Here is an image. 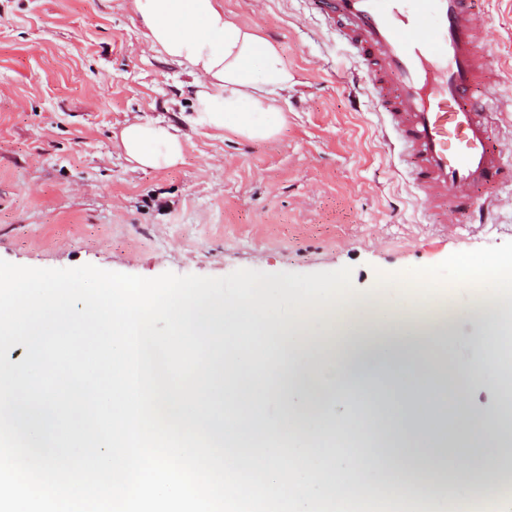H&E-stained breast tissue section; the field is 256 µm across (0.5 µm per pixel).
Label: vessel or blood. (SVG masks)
<instances>
[{"mask_svg":"<svg viewBox=\"0 0 512 512\" xmlns=\"http://www.w3.org/2000/svg\"><path fill=\"white\" fill-rule=\"evenodd\" d=\"M363 59L386 140L429 210L488 224L512 202V157L489 111L493 60L475 0H305Z\"/></svg>","mask_w":512,"mask_h":512,"instance_id":"obj_1","label":"vessel or blood"}]
</instances>
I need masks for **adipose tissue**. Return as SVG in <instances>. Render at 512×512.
<instances>
[{"instance_id":"1","label":"adipose tissue","mask_w":512,"mask_h":512,"mask_svg":"<svg viewBox=\"0 0 512 512\" xmlns=\"http://www.w3.org/2000/svg\"><path fill=\"white\" fill-rule=\"evenodd\" d=\"M152 50L182 67L194 79L195 125L229 129L246 138L273 136L281 123L277 97L295 86L275 46L257 28L236 22L224 12V0H133ZM120 147L129 161L162 169L181 161L185 138L174 126L135 120L120 133ZM463 284L496 280L512 288V273L493 257H456ZM318 307L301 298L292 325L259 320L260 339L268 357L223 360L209 390L212 400L225 402L221 418L208 430L223 447L242 448L253 441L293 436L309 448L325 438L338 446L377 442L401 449L400 457L380 454L358 458L333 478L365 480L375 471L384 478L400 474V491L416 488L419 496L438 500L449 466L455 465L442 429L466 431L472 439L466 481L482 483L489 469L506 463L486 456L489 448L512 446V408L495 414L471 411L459 397L482 382L484 364L451 357L448 345L454 325L439 320L431 326L369 328L349 322L337 333L340 347L332 354H294L305 342L306 324ZM369 388L373 416L337 423L332 408L342 390ZM288 404L279 421L267 420L264 407L273 396Z\"/></svg>"}]
</instances>
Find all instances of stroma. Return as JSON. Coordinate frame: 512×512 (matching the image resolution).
Here are the masks:
<instances>
[{
	"label": "stroma",
	"mask_w": 512,
	"mask_h": 512,
	"mask_svg": "<svg viewBox=\"0 0 512 512\" xmlns=\"http://www.w3.org/2000/svg\"><path fill=\"white\" fill-rule=\"evenodd\" d=\"M477 7L499 62L494 87L512 96V0ZM224 11L257 28L297 79L275 138L192 125V79L150 50L131 0H0V259L146 278L348 266L352 318L416 324L453 311V355L512 379V334L488 354L469 344L475 311L498 305L500 286L463 287L454 261L511 259L512 205L481 228L423 213L361 62L302 0H224ZM136 118L181 128L183 161L130 163L118 137Z\"/></svg>",
	"instance_id": "stroma-1"
}]
</instances>
